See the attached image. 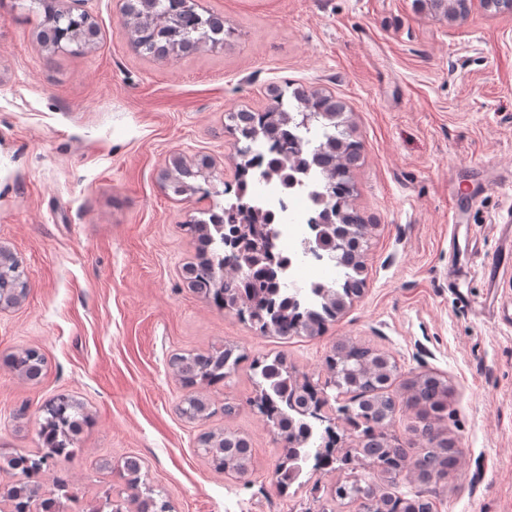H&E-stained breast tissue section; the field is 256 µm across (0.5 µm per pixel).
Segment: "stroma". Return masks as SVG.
<instances>
[{
	"label": "stroma",
	"instance_id": "35a3bbf8",
	"mask_svg": "<svg viewBox=\"0 0 512 512\" xmlns=\"http://www.w3.org/2000/svg\"><path fill=\"white\" fill-rule=\"evenodd\" d=\"M11 2L0 0V248L28 289L0 311V356L32 347L48 368L32 383L0 363V450H38L42 408L66 394L92 419L59 466L80 501L107 492L136 512L121 476L135 458L173 512H360L330 499L340 470L278 493L281 443L249 366L281 355L314 383L349 339L400 378L447 379L438 427L462 457L432 497L437 512H512V325L477 310L512 312V254L492 276L474 265L470 307L448 287L450 194L477 256L496 250L512 215V12L480 0L456 20L425 0H202L231 38L157 59L131 44L118 0H71L98 28L78 53L45 48L42 8ZM292 84L345 104L362 145L354 202L370 228L361 295L321 335L281 338L189 287L197 243L183 226L214 199L174 195L163 174L206 156L216 190L234 183L227 114L264 111L269 88ZM487 180L497 189L482 192ZM225 343L249 360L199 386L212 414L186 421L171 359ZM215 429L250 440L247 475L202 455L199 437Z\"/></svg>",
	"mask_w": 512,
	"mask_h": 512
}]
</instances>
